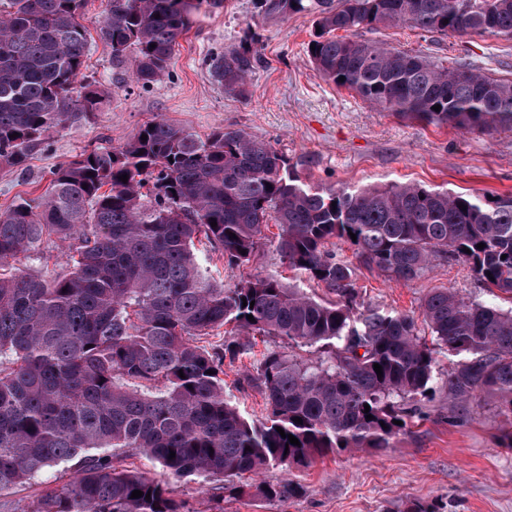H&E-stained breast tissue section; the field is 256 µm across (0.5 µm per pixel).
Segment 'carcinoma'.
Returning a JSON list of instances; mask_svg holds the SVG:
<instances>
[{"mask_svg":"<svg viewBox=\"0 0 512 512\" xmlns=\"http://www.w3.org/2000/svg\"><path fill=\"white\" fill-rule=\"evenodd\" d=\"M82 2L0 0L1 164L25 169L45 132L104 106L105 90L82 73ZM104 4L97 35L112 64L129 67L144 88L170 73L192 16L222 0ZM258 4L283 19L315 14L320 32L308 53L317 70L382 110L466 133L512 126V80L352 37L380 24L512 37V0ZM256 61L244 44L214 54L209 67L226 92L245 97ZM304 165L242 129L203 139L157 119L117 149L59 164L46 193L0 212V265L53 245L68 256L67 269L51 277L22 268L0 276V491L70 463L74 477L43 490L33 512H182L166 480L120 468L119 451L141 453L179 479L258 474L347 449L382 452L428 417L437 384L448 389L450 411L475 391L498 394L509 421L500 445L512 448V309L429 292L420 315L433 343L458 357L441 376L414 317L361 306L355 268L336 255L337 243L350 242L359 264L406 282L438 259L463 261L486 287L512 296V195L414 183L323 187L300 179ZM271 221L282 260L335 300L261 274L228 286L203 269L195 242L239 267ZM226 325L224 343L198 344ZM256 335L319 357L262 354L244 382L264 396L267 413L250 422L224 397V360L251 349ZM255 489L280 500L300 487L288 480ZM135 490L142 496L131 497Z\"/></svg>","mask_w":512,"mask_h":512,"instance_id":"1","label":"carcinoma"}]
</instances>
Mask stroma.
<instances>
[{"label":"stroma","mask_w":512,"mask_h":512,"mask_svg":"<svg viewBox=\"0 0 512 512\" xmlns=\"http://www.w3.org/2000/svg\"><path fill=\"white\" fill-rule=\"evenodd\" d=\"M103 0H85L82 22L90 34L84 75L107 88L106 106L89 121L51 130L45 149L33 153L24 170L0 164V210L44 193L53 170L83 151L119 147L156 119L207 137L221 129H242L271 143L288 158L307 157L303 181L323 186L360 187L415 183L478 195L512 194V127L465 133L452 127L404 121L326 81L313 65L308 43L316 17L295 13L282 20L265 16L256 0H223L197 16L179 40L170 74L154 85L135 86L128 71L112 64V52L96 32ZM252 34L258 62L249 95L226 92L210 74L213 52L230 51ZM360 38L420 53L451 64L464 59L483 72L512 79V38L494 33L437 36L407 26L363 30ZM248 264L228 267L212 258L206 266L225 283L250 274L300 285L308 293L326 292L283 263L278 227L268 224ZM359 301L365 306L418 315L426 294L447 288L459 296L504 310L512 296L485 288L464 262H433L423 277L396 282L378 271L357 267ZM291 350L309 358L305 347H288L277 336L259 338L253 354L224 365V396L249 420L265 414L261 393L242 377L256 356ZM434 413L400 433L379 453L340 452L290 469L272 467L261 476L229 479L189 477L172 481L184 512H409L419 504L436 512H512V450L500 447L505 423L496 394H473L462 416L449 418L444 390L432 395ZM291 479L300 492L269 501L255 494L258 481ZM240 486L225 493V484Z\"/></svg>","instance_id":"35a3bbf8"}]
</instances>
